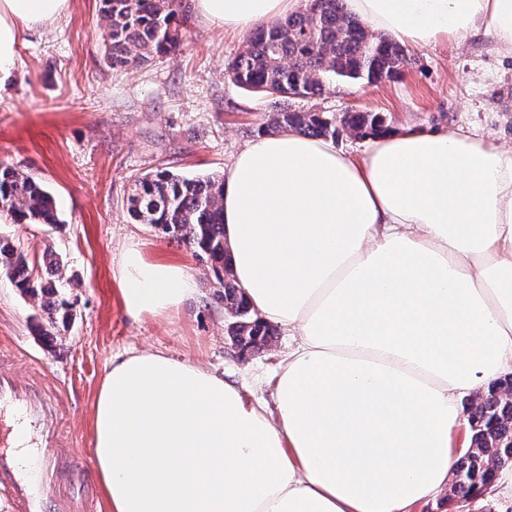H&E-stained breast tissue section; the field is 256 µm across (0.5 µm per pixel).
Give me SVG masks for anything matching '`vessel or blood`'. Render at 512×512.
<instances>
[{"label": "vessel or blood", "instance_id": "1", "mask_svg": "<svg viewBox=\"0 0 512 512\" xmlns=\"http://www.w3.org/2000/svg\"><path fill=\"white\" fill-rule=\"evenodd\" d=\"M13 352L0 351V410L19 411L22 422L12 432L21 447L33 448L28 468L0 453V496L9 497L16 512H57L55 496L60 460L54 426L62 403L57 390L19 381Z\"/></svg>", "mask_w": 512, "mask_h": 512}]
</instances>
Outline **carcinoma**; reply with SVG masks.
<instances>
[{"label": "carcinoma", "mask_w": 512, "mask_h": 512, "mask_svg": "<svg viewBox=\"0 0 512 512\" xmlns=\"http://www.w3.org/2000/svg\"><path fill=\"white\" fill-rule=\"evenodd\" d=\"M101 21L112 68H138L155 56L179 49L186 18L175 0H101ZM408 50L396 39L373 35L349 14L344 0H306L284 20L259 27L227 65L228 78L241 88L278 98L323 95L335 78L377 83L392 79L410 64ZM293 130L304 136L336 140L341 134L364 138L386 131L384 120L371 112H312L279 106L256 132L273 135ZM224 181L194 179L168 170L151 171L136 180L128 197V211L140 224H152L170 239L183 243L206 263L217 287L223 289L224 310L230 315L228 335L246 345L264 348L276 328L253 315L228 268L224 245ZM0 208L17 224L61 223L56 202L46 187L19 167L0 163ZM0 268L14 287L45 315L52 335L57 324L73 317L64 264L49 249L41 260L0 238ZM512 391V376L492 385L481 401L471 403L468 422L472 449L458 459L468 474L465 486L451 485L450 494L470 498L491 485L497 469L489 459L512 457V404L499 396Z\"/></svg>", "instance_id": "1"}]
</instances>
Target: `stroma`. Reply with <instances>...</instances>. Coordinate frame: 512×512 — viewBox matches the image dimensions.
<instances>
[{
    "instance_id": "1",
    "label": "stroma",
    "mask_w": 512,
    "mask_h": 512,
    "mask_svg": "<svg viewBox=\"0 0 512 512\" xmlns=\"http://www.w3.org/2000/svg\"><path fill=\"white\" fill-rule=\"evenodd\" d=\"M246 42L192 16L178 52L116 71L104 58L99 0H70L56 29L33 33L19 47L20 64L0 91V162L38 178L54 196L61 222L55 228L0 223V236L33 257L53 248L66 276L78 277L81 286L73 291L72 321L55 329L57 344L49 348L38 333V311L0 270V348L24 356L25 378L65 390L57 427L62 442L91 450L95 401L113 356L125 351L159 349L198 361L241 385L247 402L271 398L294 338L281 331L261 350L235 348L224 300L204 262L127 210L136 180L147 172L223 176L266 121L269 97L225 74ZM496 42L484 27L458 45L413 46L411 65L396 78L336 79L322 97L290 105L374 112L392 131L460 128L512 144V54L498 51ZM130 244L148 259L185 265L197 279V301L169 315L131 316L117 277Z\"/></svg>"
}]
</instances>
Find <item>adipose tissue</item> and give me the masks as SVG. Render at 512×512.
<instances>
[{
	"label": "adipose tissue",
	"mask_w": 512,
	"mask_h": 512,
	"mask_svg": "<svg viewBox=\"0 0 512 512\" xmlns=\"http://www.w3.org/2000/svg\"><path fill=\"white\" fill-rule=\"evenodd\" d=\"M302 0H193L245 33ZM415 46L482 25L512 51V0H346ZM69 0H0V88L25 33ZM224 242L251 310L295 336L271 403L201 364L113 357L93 417L110 512H411L443 494L465 398L512 373V149L460 129L384 132L361 157L294 132L261 136L224 172ZM127 312L196 300L184 266L136 245Z\"/></svg>",
	"instance_id": "obj_1"
}]
</instances>
